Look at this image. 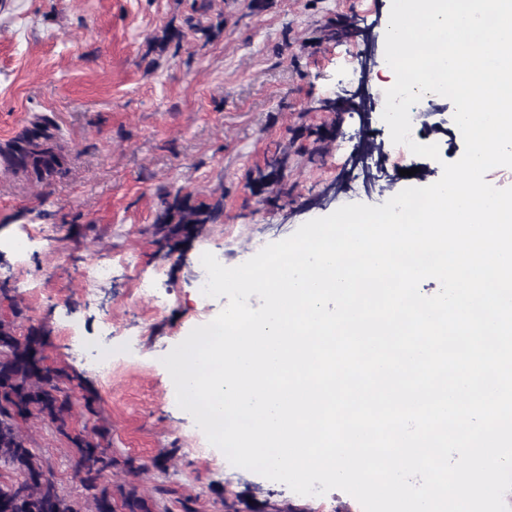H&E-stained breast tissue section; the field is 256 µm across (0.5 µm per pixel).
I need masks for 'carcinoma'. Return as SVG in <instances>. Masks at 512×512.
Masks as SVG:
<instances>
[{
  "label": "carcinoma",
  "instance_id": "cac0c4a2",
  "mask_svg": "<svg viewBox=\"0 0 512 512\" xmlns=\"http://www.w3.org/2000/svg\"><path fill=\"white\" fill-rule=\"evenodd\" d=\"M351 19L338 14L324 29L326 40L346 37ZM362 105L349 96L318 100L316 111L345 112ZM336 123L301 127L294 137L311 145L317 156L322 144L336 138ZM70 147L59 127L47 115H38L19 134L0 145V171L22 176L36 184L48 185L68 172ZM288 152L276 151L251 179L257 196L288 193L285 183ZM223 214V201L206 202L184 188L158 190V208L153 235L169 256L199 237L207 224ZM10 289L0 288V297L10 301L11 317L0 318V512H154V504L136 488H111L101 482L105 472L123 466L140 470L128 457L112 455L104 428L80 429L73 425L71 391L74 378L63 367L47 362L45 349L51 330L44 324L20 328L24 309L11 301ZM35 418L52 425L67 439L76 460L81 491L65 493L54 474L34 448L22 423Z\"/></svg>",
  "mask_w": 512,
  "mask_h": 512
}]
</instances>
